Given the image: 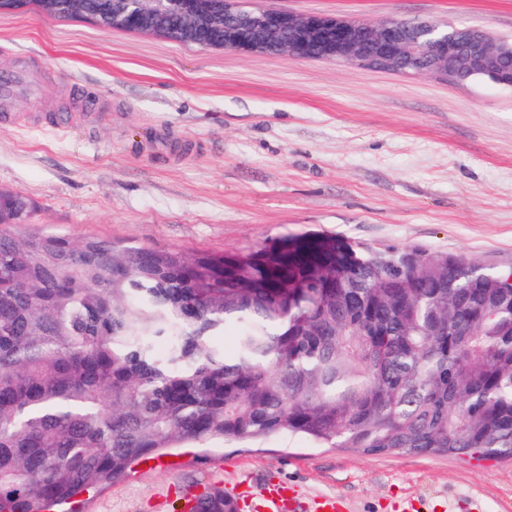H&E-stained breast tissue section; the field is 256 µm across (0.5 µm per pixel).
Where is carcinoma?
Instances as JSON below:
<instances>
[{
    "mask_svg": "<svg viewBox=\"0 0 512 512\" xmlns=\"http://www.w3.org/2000/svg\"><path fill=\"white\" fill-rule=\"evenodd\" d=\"M114 7L87 11L109 30ZM29 209L0 198V512H66L173 448L276 435L512 458V266L320 234L230 256L76 242ZM196 512L238 506L211 490Z\"/></svg>",
    "mask_w": 512,
    "mask_h": 512,
    "instance_id": "cac0c4a2",
    "label": "carcinoma"
}]
</instances>
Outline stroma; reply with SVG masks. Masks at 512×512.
Wrapping results in <instances>:
<instances>
[{
  "instance_id": "stroma-1",
  "label": "stroma",
  "mask_w": 512,
  "mask_h": 512,
  "mask_svg": "<svg viewBox=\"0 0 512 512\" xmlns=\"http://www.w3.org/2000/svg\"><path fill=\"white\" fill-rule=\"evenodd\" d=\"M298 15L437 20L512 39V0H239ZM38 90L0 113V189L27 223L86 238L238 253L317 231L512 265V90L347 63L183 45L38 8L0 14V73ZM286 483L349 512H512V459L363 454L294 435L180 450L91 494L81 512H181L213 487L262 512ZM6 195L1 198L0 192V212L4 214L5 217H8L12 212H14L13 222H19L20 218L25 216L26 213L29 212L30 202L24 198L23 196L4 191Z\"/></svg>"
}]
</instances>
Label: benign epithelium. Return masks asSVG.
<instances>
[{
  "mask_svg": "<svg viewBox=\"0 0 512 512\" xmlns=\"http://www.w3.org/2000/svg\"><path fill=\"white\" fill-rule=\"evenodd\" d=\"M139 7L156 6L152 12L156 33L169 40L186 44L183 31H171L168 15L158 3L162 0H128ZM184 23L191 28L205 11L202 0H182ZM263 19L249 28L250 42L242 44L224 37V50L242 53L272 54L305 59L310 44L321 52L316 59L354 64L365 69L408 74L405 64L419 56H429L433 67L429 74L450 83L485 78L501 87L512 89V72L502 71L501 62L512 56V41L495 39L485 32L437 21L392 19L382 23L344 18L327 14L296 16L262 8ZM278 27L282 40L275 46L266 43V26Z\"/></svg>",
  "mask_w": 512,
  "mask_h": 512,
  "instance_id": "benign-epithelium-1",
  "label": "benign epithelium"
}]
</instances>
